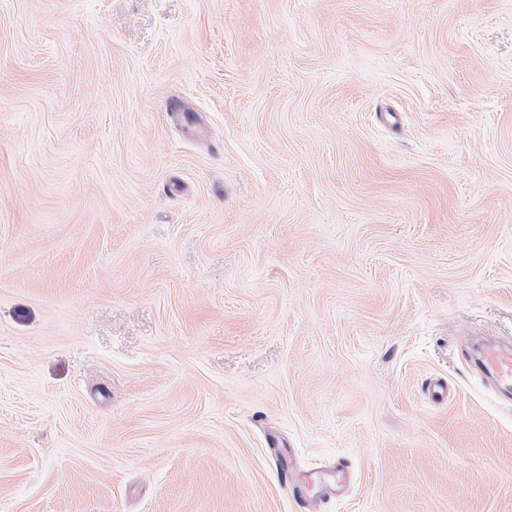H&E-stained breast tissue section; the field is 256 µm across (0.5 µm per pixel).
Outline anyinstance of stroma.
<instances>
[{"mask_svg":"<svg viewBox=\"0 0 512 512\" xmlns=\"http://www.w3.org/2000/svg\"><path fill=\"white\" fill-rule=\"evenodd\" d=\"M479 337L512 0H0V512H512ZM276 461L280 465L285 483L292 492L299 511L305 512L309 503L316 497L338 495L347 488L350 476L344 468L336 467L331 471L300 472L292 463V457L286 448L276 449Z\"/></svg>","mask_w":512,"mask_h":512,"instance_id":"obj_1","label":"stroma"}]
</instances>
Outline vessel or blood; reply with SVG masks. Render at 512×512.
I'll use <instances>...</instances> for the list:
<instances>
[{
	"mask_svg": "<svg viewBox=\"0 0 512 512\" xmlns=\"http://www.w3.org/2000/svg\"><path fill=\"white\" fill-rule=\"evenodd\" d=\"M471 364L498 396L512 401L511 342L501 340L483 344L472 355ZM276 460L299 512H306L314 498L340 494L350 482L348 472L342 468L305 473L298 471L292 463L290 451L284 448L277 449Z\"/></svg>",
	"mask_w": 512,
	"mask_h": 512,
	"instance_id": "b4317fda",
	"label": "vessel or blood"
}]
</instances>
